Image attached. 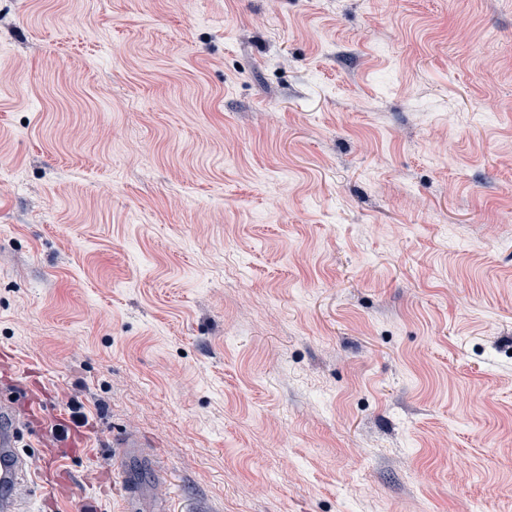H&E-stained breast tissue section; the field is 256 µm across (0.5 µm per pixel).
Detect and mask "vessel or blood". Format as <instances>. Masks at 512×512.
Here are the masks:
<instances>
[{"label":"vessel or blood","mask_w":512,"mask_h":512,"mask_svg":"<svg viewBox=\"0 0 512 512\" xmlns=\"http://www.w3.org/2000/svg\"><path fill=\"white\" fill-rule=\"evenodd\" d=\"M46 423L38 400L0 391V512H26L34 498L50 512H63L74 485L69 462L78 448L61 444L35 465L19 446L21 434Z\"/></svg>","instance_id":"b4317fda"}]
</instances>
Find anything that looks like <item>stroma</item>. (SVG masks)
<instances>
[{"label":"stroma","mask_w":512,"mask_h":512,"mask_svg":"<svg viewBox=\"0 0 512 512\" xmlns=\"http://www.w3.org/2000/svg\"><path fill=\"white\" fill-rule=\"evenodd\" d=\"M0 354L70 512H512V0H0Z\"/></svg>","instance_id":"35a3bbf8"}]
</instances>
